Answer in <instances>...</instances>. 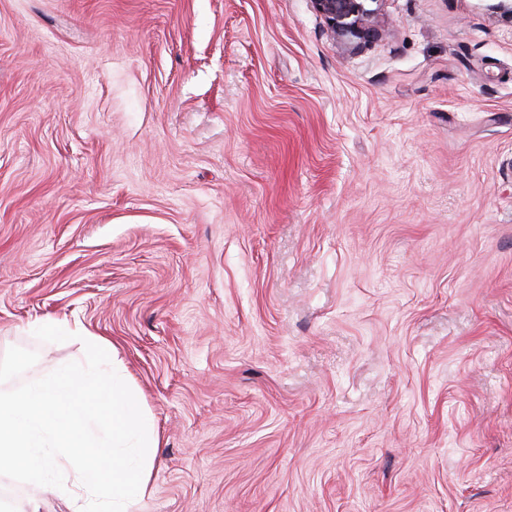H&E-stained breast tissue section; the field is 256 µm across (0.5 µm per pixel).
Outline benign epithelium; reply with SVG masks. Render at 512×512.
Listing matches in <instances>:
<instances>
[{
	"label": "benign epithelium",
	"mask_w": 512,
	"mask_h": 512,
	"mask_svg": "<svg viewBox=\"0 0 512 512\" xmlns=\"http://www.w3.org/2000/svg\"><path fill=\"white\" fill-rule=\"evenodd\" d=\"M331 35L346 45L360 47L385 32V0H310Z\"/></svg>",
	"instance_id": "7a95c632"
}]
</instances>
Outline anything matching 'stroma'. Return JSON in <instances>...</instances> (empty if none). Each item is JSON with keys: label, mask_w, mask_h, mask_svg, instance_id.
Instances as JSON below:
<instances>
[{"label": "stroma", "mask_w": 512, "mask_h": 512, "mask_svg": "<svg viewBox=\"0 0 512 512\" xmlns=\"http://www.w3.org/2000/svg\"><path fill=\"white\" fill-rule=\"evenodd\" d=\"M384 13L0 0V389L108 339L129 512H512V0ZM386 0H310L328 31L346 45L365 46L385 32Z\"/></svg>", "instance_id": "1"}]
</instances>
